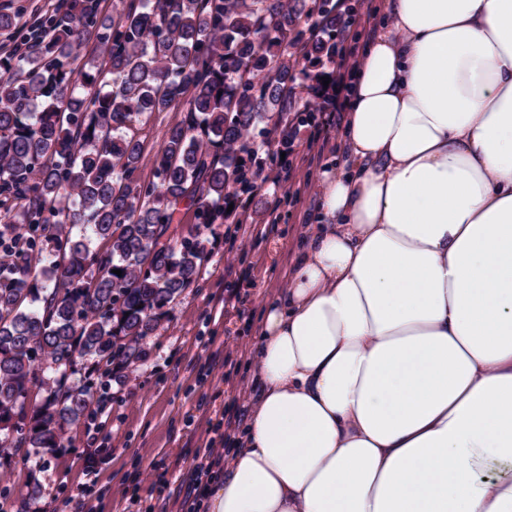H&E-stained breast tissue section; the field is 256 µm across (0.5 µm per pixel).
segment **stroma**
Masks as SVG:
<instances>
[{
	"mask_svg": "<svg viewBox=\"0 0 512 512\" xmlns=\"http://www.w3.org/2000/svg\"><path fill=\"white\" fill-rule=\"evenodd\" d=\"M390 6V0H340L336 35L345 49L361 53ZM308 67L302 59L293 68L292 108L302 121L290 152L291 179L241 196L249 223L204 230L208 258L197 283L169 305L163 329L146 338L145 360L112 381L111 427L69 431L64 451L44 467L18 459L0 469V512H21L33 481L37 512H75L90 463L99 512H198L199 496H186L184 487L207 486L200 468L208 449L224 447L232 435L226 416L248 412L251 328L261 305L287 288L298 232L320 199L322 167L344 152L341 125L323 126L320 101L300 77ZM182 117L165 112L146 126L139 181L151 180L165 133Z\"/></svg>",
	"mask_w": 512,
	"mask_h": 512,
	"instance_id": "35a3bbf8",
	"label": "stroma"
}]
</instances>
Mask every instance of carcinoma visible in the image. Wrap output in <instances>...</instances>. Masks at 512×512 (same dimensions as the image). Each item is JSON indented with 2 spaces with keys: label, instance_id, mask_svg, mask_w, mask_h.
<instances>
[{
  "label": "carcinoma",
  "instance_id": "1",
  "mask_svg": "<svg viewBox=\"0 0 512 512\" xmlns=\"http://www.w3.org/2000/svg\"><path fill=\"white\" fill-rule=\"evenodd\" d=\"M120 2L106 24L99 0H69L22 34L26 54L0 57V469L56 457L112 376L145 359L198 281L202 230L253 188L244 134L287 111L293 17L324 34L306 46L314 66L339 20L335 0ZM175 108L141 184V126ZM183 207L196 223L175 237Z\"/></svg>",
  "mask_w": 512,
  "mask_h": 512
}]
</instances>
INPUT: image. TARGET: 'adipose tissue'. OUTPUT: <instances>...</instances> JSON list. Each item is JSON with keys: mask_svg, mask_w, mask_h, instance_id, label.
Here are the masks:
<instances>
[{"mask_svg": "<svg viewBox=\"0 0 512 512\" xmlns=\"http://www.w3.org/2000/svg\"><path fill=\"white\" fill-rule=\"evenodd\" d=\"M203 512H512V0H394Z\"/></svg>", "mask_w": 512, "mask_h": 512, "instance_id": "1", "label": "adipose tissue"}]
</instances>
